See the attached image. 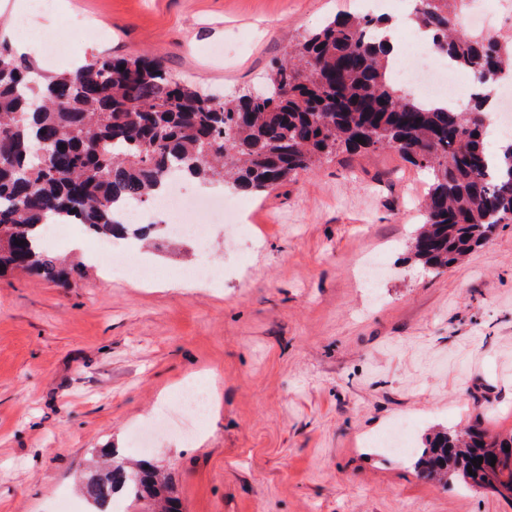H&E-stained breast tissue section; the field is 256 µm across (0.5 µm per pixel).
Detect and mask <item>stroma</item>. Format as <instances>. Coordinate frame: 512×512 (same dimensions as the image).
<instances>
[{"instance_id": "35a3bbf8", "label": "stroma", "mask_w": 512, "mask_h": 512, "mask_svg": "<svg viewBox=\"0 0 512 512\" xmlns=\"http://www.w3.org/2000/svg\"><path fill=\"white\" fill-rule=\"evenodd\" d=\"M359 0H57L36 30L90 49L149 53L214 92L255 85L286 48ZM426 174L397 152L340 154L246 196V261L220 228L207 250L158 235L144 256L204 261L205 288L111 276L93 240L49 252L84 265L61 285L0 279V512L86 506L95 449L165 472L181 512H512L491 491L421 478L412 459L365 446L393 420L481 421L512 431V223L442 274L410 252ZM387 273L375 292L366 257ZM221 400L191 447L136 430L186 381Z\"/></svg>"}]
</instances>
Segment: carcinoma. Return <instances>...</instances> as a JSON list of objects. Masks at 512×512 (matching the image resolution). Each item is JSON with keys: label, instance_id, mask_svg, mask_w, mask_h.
<instances>
[{"label": "carcinoma", "instance_id": "cac0c4a2", "mask_svg": "<svg viewBox=\"0 0 512 512\" xmlns=\"http://www.w3.org/2000/svg\"><path fill=\"white\" fill-rule=\"evenodd\" d=\"M466 6L420 0L415 14L436 52L472 76L468 106L458 112L426 106L390 84L389 49L372 36L387 24L381 16L341 14L303 38L271 69L261 100L248 88L214 100L153 59L103 52L34 81L38 68L1 39L0 276L67 280L79 268L66 269L43 250V226L57 219L94 236L137 237L141 231L116 219L117 202L155 199L174 173L252 195L340 152L380 149L427 173L411 251L428 269L447 270L489 240L512 207V144L496 166L484 144L488 103L512 75V41L461 29ZM99 453L111 464L84 483L91 504L123 491L174 512L167 477L144 463L127 466L112 447ZM415 456L429 480L488 488L512 501V432L492 435L479 421L442 429ZM479 457L482 464L471 463Z\"/></svg>", "mask_w": 512, "mask_h": 512}]
</instances>
